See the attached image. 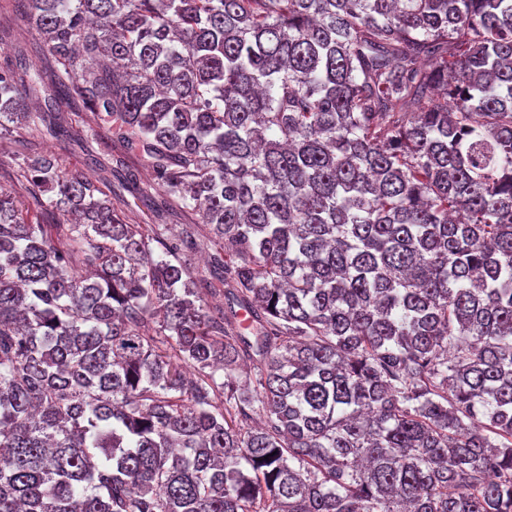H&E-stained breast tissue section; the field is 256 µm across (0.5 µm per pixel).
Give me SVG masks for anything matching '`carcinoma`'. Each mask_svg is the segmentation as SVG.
Instances as JSON below:
<instances>
[{"mask_svg": "<svg viewBox=\"0 0 512 512\" xmlns=\"http://www.w3.org/2000/svg\"><path fill=\"white\" fill-rule=\"evenodd\" d=\"M26 4L0 139L79 105L199 223L15 142L0 512H512V0ZM40 36L29 24L19 0H0V68L24 57L31 75L48 85L63 71L56 59L39 48ZM151 191L153 193V199L151 202H142L141 200H134L135 196L126 191L124 192L123 199L125 201H128V207L123 206L122 199H112V201L114 202L115 206H117L118 208L122 209L125 212L128 221L131 224H152L151 221L149 222L146 219V216L156 215V209H161L159 210V214L162 216L160 217L162 221H158L160 223L165 222L167 224H181L182 222H184V217L181 216L179 211L175 210L174 207L173 209H171V206L169 209L168 207H164V201L166 197L163 195L161 191Z\"/></svg>", "mask_w": 512, "mask_h": 512, "instance_id": "carcinoma-1", "label": "carcinoma"}]
</instances>
